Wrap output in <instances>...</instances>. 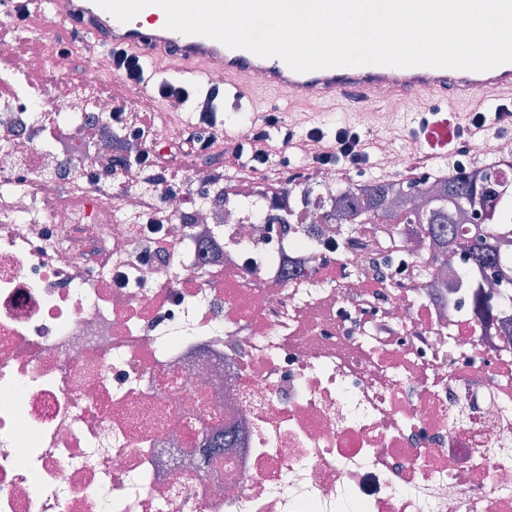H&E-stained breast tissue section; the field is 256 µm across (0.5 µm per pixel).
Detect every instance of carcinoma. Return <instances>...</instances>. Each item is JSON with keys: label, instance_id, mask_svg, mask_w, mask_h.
<instances>
[{"label": "carcinoma", "instance_id": "1", "mask_svg": "<svg viewBox=\"0 0 512 512\" xmlns=\"http://www.w3.org/2000/svg\"><path fill=\"white\" fill-rule=\"evenodd\" d=\"M497 166L488 167L478 175L459 172L438 182L429 191L414 183L408 184L406 192L390 196L391 188L385 183L374 184L364 195L351 186L336 189L335 211L341 224H374L380 217L398 221L400 224H415L422 234L453 244L457 239L455 227L475 218L476 201L484 204L486 220L480 224L478 239L470 248L472 264L478 268H498V276L504 286L512 289V276L498 267L501 258L490 247L502 225L487 217L500 211L502 217L512 212V201L501 198L499 188L503 182L493 174Z\"/></svg>", "mask_w": 512, "mask_h": 512}]
</instances>
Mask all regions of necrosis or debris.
I'll return each mask as SVG.
<instances>
[{
  "label": "necrosis or debris",
  "mask_w": 512,
  "mask_h": 512,
  "mask_svg": "<svg viewBox=\"0 0 512 512\" xmlns=\"http://www.w3.org/2000/svg\"><path fill=\"white\" fill-rule=\"evenodd\" d=\"M150 105L79 43L0 55V512H512V294L473 225L436 278L413 226L302 210L332 167L158 157L160 199L134 159L196 128Z\"/></svg>",
  "instance_id": "necrosis-or-debris-1"
}]
</instances>
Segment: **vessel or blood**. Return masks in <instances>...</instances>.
Segmentation results:
<instances>
[{
  "label": "vessel or blood",
  "mask_w": 512,
  "mask_h": 512,
  "mask_svg": "<svg viewBox=\"0 0 512 512\" xmlns=\"http://www.w3.org/2000/svg\"><path fill=\"white\" fill-rule=\"evenodd\" d=\"M31 29H48L52 45L82 39L116 50L142 52L144 59L160 57L176 61V79L209 85L211 72L224 74V109L244 111L248 99L246 79L261 73L266 87L291 97L316 103L345 101L358 110L381 103L383 96L403 101L412 94L429 100L424 122L419 123V142L430 159L443 160L453 142L457 124L451 105L480 97L512 93V63L488 71L449 68H397L378 65L337 67L310 72L292 70L281 59L262 58L244 49H231L221 42L187 35L159 25L160 7L143 9L140 17L122 23L97 6L94 0H26ZM154 19L155 27L144 24Z\"/></svg>",
  "instance_id": "obj_1"
}]
</instances>
